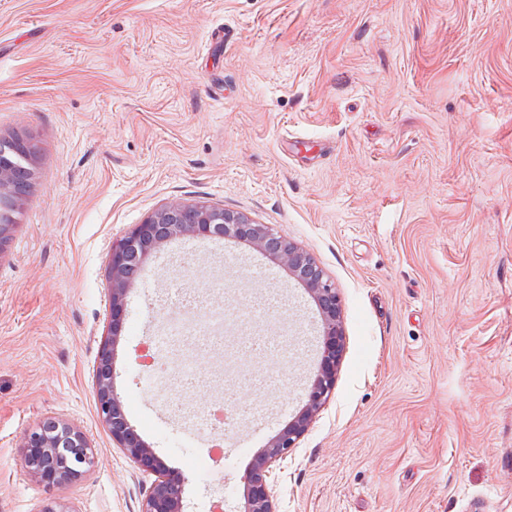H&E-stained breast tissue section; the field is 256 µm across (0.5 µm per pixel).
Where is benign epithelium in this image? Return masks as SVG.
Returning a JSON list of instances; mask_svg holds the SVG:
<instances>
[{"label":"benign epithelium","mask_w":512,"mask_h":512,"mask_svg":"<svg viewBox=\"0 0 512 512\" xmlns=\"http://www.w3.org/2000/svg\"><path fill=\"white\" fill-rule=\"evenodd\" d=\"M34 142L25 136L0 138V248L9 238L15 219L27 198L21 171L33 169ZM184 238L234 239L267 255L298 281L315 303L320 316L321 343L306 401L300 411L268 442L257 449L245 476L248 495L245 512H279L269 479L298 447L311 424L325 407L336 384V372L345 349L341 300L334 283L315 258L268 224L204 202L172 200L112 242L108 280L109 320L95 368L98 414L112 442L140 468L156 476L140 512H184L183 473L171 470L154 448L130 425L115 387L114 356L123 333L124 303L139 281L148 257L171 242ZM29 477L39 483L63 487L95 464L94 449L85 436L69 424L48 420L25 437L23 457Z\"/></svg>","instance_id":"1"}]
</instances>
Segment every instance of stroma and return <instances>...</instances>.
<instances>
[{
  "label": "stroma",
  "instance_id": "1",
  "mask_svg": "<svg viewBox=\"0 0 512 512\" xmlns=\"http://www.w3.org/2000/svg\"><path fill=\"white\" fill-rule=\"evenodd\" d=\"M39 146L0 251V512H139L154 481L97 415L113 240L172 199L248 214L341 298L336 387L273 483L280 512H512V0H0V137ZM224 305L223 339L172 341V288ZM284 301L252 309L267 290ZM320 318L233 240L154 254L115 351L126 415L185 474V512H243V476L305 401ZM280 339L277 351L258 345ZM170 376L162 401L142 348ZM227 398L228 458L186 420ZM55 418L97 462L31 480Z\"/></svg>",
  "mask_w": 512,
  "mask_h": 512
}]
</instances>
